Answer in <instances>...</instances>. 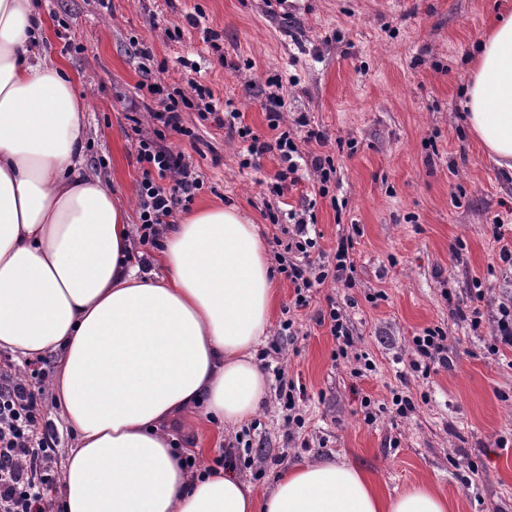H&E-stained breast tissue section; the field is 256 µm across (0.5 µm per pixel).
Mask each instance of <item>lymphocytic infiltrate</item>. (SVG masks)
<instances>
[{
    "instance_id": "f902f5d3",
    "label": "lymphocytic infiltrate",
    "mask_w": 512,
    "mask_h": 512,
    "mask_svg": "<svg viewBox=\"0 0 512 512\" xmlns=\"http://www.w3.org/2000/svg\"><path fill=\"white\" fill-rule=\"evenodd\" d=\"M140 97L153 103L148 114L156 125L181 136L190 131L182 123L183 109H196L200 118L223 125V109L210 89L190 82L187 93L180 98L159 100L157 84L140 82ZM283 104L272 97L266 112L270 137L251 135L248 127H240V137L249 138V155H278L282 168L275 175L271 192L284 196L291 189L290 175L296 174L294 160L298 147L284 127ZM136 160L142 170L137 198L140 223L136 234L140 243L156 242L162 225L168 224L179 205L190 202L203 182L185 154L172 150L157 139L139 136ZM353 239L341 237L336 248L334 266L308 262L302 265L281 260L280 271L294 286V305L308 306L312 289L326 280L351 283L354 263L350 259ZM447 337L439 328L424 329L412 339L414 358L411 367L422 376H430L437 367L448 368ZM44 368L36 361L25 362L23 369L0 368V512H52L50 495L57 484L59 462L54 449L58 433L46 421Z\"/></svg>"
}]
</instances>
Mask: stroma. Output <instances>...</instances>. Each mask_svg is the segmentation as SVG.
Here are the masks:
<instances>
[{
    "mask_svg": "<svg viewBox=\"0 0 512 512\" xmlns=\"http://www.w3.org/2000/svg\"><path fill=\"white\" fill-rule=\"evenodd\" d=\"M37 8L43 49L87 93L85 165L131 215L141 178L132 123L153 131L146 110L130 108L143 80L165 94L201 82L263 137L267 83L276 80L287 123L304 117L328 136L325 147L300 150L333 157L329 196L303 165L281 198L268 189L277 157L242 167L246 142L197 112L182 114L197 142L166 136L203 180L191 207L240 208L273 259L288 243L289 213L313 216L316 246L292 261L334 264L349 235L356 268L353 287L326 280L304 309L279 278L257 350L265 402L240 428L189 413L175 432L180 447L198 449L204 467L233 449V472L262 493L288 467L321 459L364 471L387 496L430 480L448 512H512V349L496 347L492 333L500 307L512 305V261L500 258L493 235L501 223L512 241V176L459 114L474 46L512 0H112L108 11L97 0H38ZM176 26L180 38H167ZM269 204L278 223L265 217ZM477 280L475 330L452 316L447 298L467 299ZM331 299L349 319L348 358L335 357L336 341L317 321ZM436 326L448 336L450 366L425 378L410 367L412 338ZM293 386L301 395L292 402ZM397 394L415 411L398 416ZM291 403L302 426L287 423Z\"/></svg>",
    "mask_w": 512,
    "mask_h": 512,
    "instance_id": "35a3bbf8",
    "label": "stroma"
}]
</instances>
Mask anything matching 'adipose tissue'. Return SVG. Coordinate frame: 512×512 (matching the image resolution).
Here are the masks:
<instances>
[{
	"mask_svg": "<svg viewBox=\"0 0 512 512\" xmlns=\"http://www.w3.org/2000/svg\"><path fill=\"white\" fill-rule=\"evenodd\" d=\"M41 37L34 0H0V348L58 357L52 390L77 435L62 512H448L431 485L390 498L333 461L288 467L266 496L186 468L170 430L187 413L241 426L265 400L273 264L247 216L202 206L168 225L156 270L133 265L127 206L79 170L83 91L31 60ZM462 109L512 172V15L480 38Z\"/></svg>",
	"mask_w": 512,
	"mask_h": 512,
	"instance_id": "adipose-tissue-1",
	"label": "adipose tissue"
}]
</instances>
